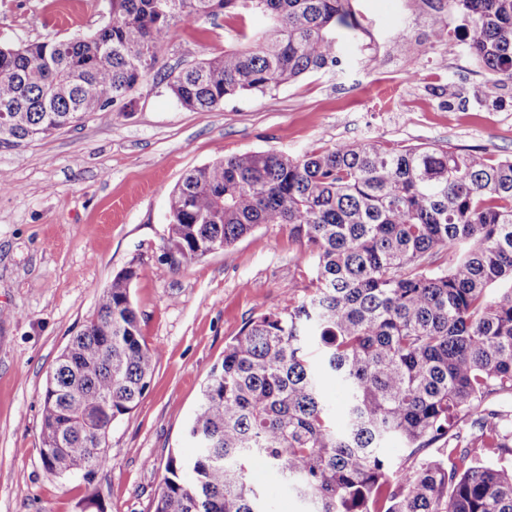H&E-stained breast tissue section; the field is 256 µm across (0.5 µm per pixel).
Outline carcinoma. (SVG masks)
I'll list each match as a JSON object with an SVG mask.
<instances>
[{"mask_svg":"<svg viewBox=\"0 0 512 512\" xmlns=\"http://www.w3.org/2000/svg\"><path fill=\"white\" fill-rule=\"evenodd\" d=\"M110 21L59 42L0 44V148L109 120L158 75L178 20L261 15L239 49L205 58L167 86L207 112L307 73L341 68L357 38L352 0H108ZM463 43L512 80V0H448ZM164 256L180 268L261 224H286L313 271L286 311H267L224 347L188 434L169 457L155 512H265L250 463L264 459L306 512H512V156L379 140L291 157L252 151L186 173L168 193ZM131 268L61 352L43 394L48 471L92 481L102 448L160 359L138 327ZM344 387L342 420L322 382ZM408 451L398 469L383 445ZM448 450L423 451L436 443Z\"/></svg>","mask_w":512,"mask_h":512,"instance_id":"1","label":"carcinoma"}]
</instances>
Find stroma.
Returning a JSON list of instances; mask_svg holds the SVG:
<instances>
[{
  "instance_id": "obj_1",
  "label": "stroma",
  "mask_w": 512,
  "mask_h": 512,
  "mask_svg": "<svg viewBox=\"0 0 512 512\" xmlns=\"http://www.w3.org/2000/svg\"><path fill=\"white\" fill-rule=\"evenodd\" d=\"M64 23L53 0H0V42L66 39L101 27L107 0H79ZM358 39L342 42L343 73L317 71L209 112L184 108L151 79L129 111L89 117L27 145L0 148V512H154L171 455L189 456L188 424L224 347L266 310H285L311 286L288 225L263 224L194 263L173 268L167 190L194 167L246 151L295 155L372 138L512 155V80L484 100L485 73L465 48L409 55L430 42L432 17L451 41L462 19L447 0H355ZM261 18L177 22L159 53L176 71L243 44ZM141 334L163 355L133 412L108 436L109 464L93 482L51 474L40 456L42 395L56 359L126 269ZM253 475L268 512H299L262 462Z\"/></svg>"
}]
</instances>
